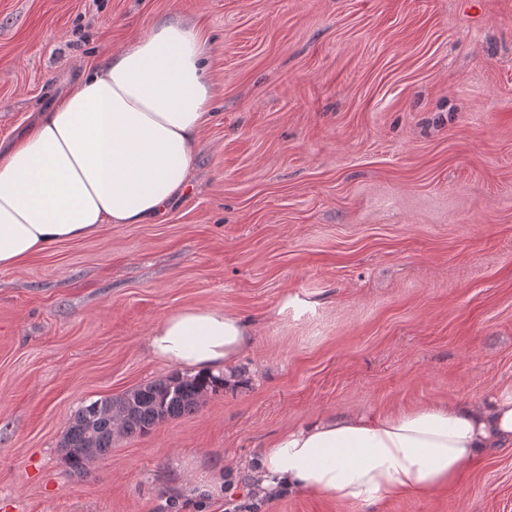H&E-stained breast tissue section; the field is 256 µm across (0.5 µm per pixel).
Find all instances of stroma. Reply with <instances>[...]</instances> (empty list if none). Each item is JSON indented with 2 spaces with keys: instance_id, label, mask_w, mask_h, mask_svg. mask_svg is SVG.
Listing matches in <instances>:
<instances>
[{
  "instance_id": "obj_1",
  "label": "stroma",
  "mask_w": 512,
  "mask_h": 512,
  "mask_svg": "<svg viewBox=\"0 0 512 512\" xmlns=\"http://www.w3.org/2000/svg\"><path fill=\"white\" fill-rule=\"evenodd\" d=\"M168 17L215 90L189 191L0 271V512H512V447L367 508L252 478L284 430L512 384V0H0V144ZM189 306L254 331L238 385L73 473L74 412L170 377Z\"/></svg>"
}]
</instances>
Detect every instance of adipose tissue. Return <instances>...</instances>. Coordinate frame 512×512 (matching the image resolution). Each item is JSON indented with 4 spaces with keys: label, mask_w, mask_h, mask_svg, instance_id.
Returning a JSON list of instances; mask_svg holds the SVG:
<instances>
[{
    "label": "adipose tissue",
    "mask_w": 512,
    "mask_h": 512,
    "mask_svg": "<svg viewBox=\"0 0 512 512\" xmlns=\"http://www.w3.org/2000/svg\"><path fill=\"white\" fill-rule=\"evenodd\" d=\"M213 96L206 40L179 18L152 26L88 71L0 148V270L105 224L159 219L191 183ZM251 343L236 313L191 307L153 326L147 347L187 375L229 381ZM511 445L512 386L468 405L326 416L268 444L256 491L304 490L370 505L452 486L483 451Z\"/></svg>",
    "instance_id": "adipose-tissue-1"
}]
</instances>
